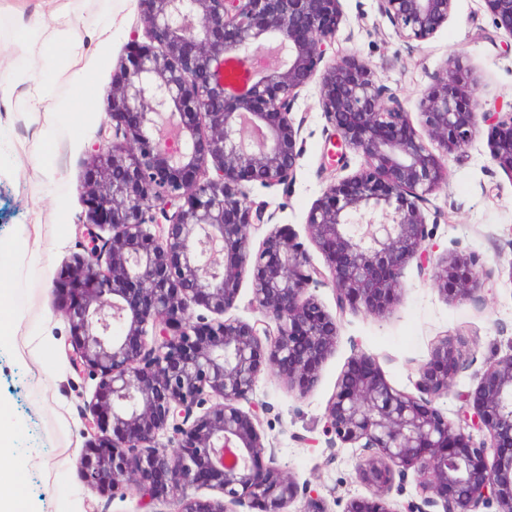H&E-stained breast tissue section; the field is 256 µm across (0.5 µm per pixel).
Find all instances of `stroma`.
Segmentation results:
<instances>
[{
  "instance_id": "1",
  "label": "stroma",
  "mask_w": 512,
  "mask_h": 512,
  "mask_svg": "<svg viewBox=\"0 0 512 512\" xmlns=\"http://www.w3.org/2000/svg\"><path fill=\"white\" fill-rule=\"evenodd\" d=\"M336 35L344 51L373 66L421 127L419 104L449 55L461 53L485 108L512 106V35L495 26L484 0H455L448 20L428 40L408 42L381 13L379 0H340ZM138 0H0V77L11 91L0 97V249L23 254L16 267L0 271V311L14 321L15 342L0 347V419L13 425L10 447L0 450V470L18 480L25 512H141L130 493L110 498L79 477L88 439L85 418L97 385L77 373L69 359L70 324L55 305L53 279L81 254L77 223L86 208V149L106 119L112 73L130 31L139 26ZM70 32L56 39L57 30ZM81 69V80L71 77ZM40 87L49 105H70L69 125L42 137L43 116L26 112ZM319 84L300 92L294 118L301 121L302 154L292 186L253 185L250 197L272 221L252 232L289 230L312 265L325 264L305 224L311 206L330 183L323 169L331 125L318 106ZM486 125L468 149L448 160V182L430 195L422 211L435 260L473 256L491 271L481 302L448 299L431 274L405 267L399 302L376 317L363 311L340 321L336 347L305 394L263 372L239 407L264 404L259 429L277 462L299 486L325 498L329 512H344L350 499L367 496L357 467L365 452L341 444L325 427L324 413L343 366L355 355L377 358L386 380L413 390L419 366L438 339L463 340L468 363L435 405L455 418L486 367L512 355V174L489 155ZM40 336L41 347L27 337Z\"/></svg>"
}]
</instances>
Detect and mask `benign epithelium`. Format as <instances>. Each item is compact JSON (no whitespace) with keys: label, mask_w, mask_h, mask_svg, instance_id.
Wrapping results in <instances>:
<instances>
[{"label":"benign epithelium","mask_w":512,"mask_h":512,"mask_svg":"<svg viewBox=\"0 0 512 512\" xmlns=\"http://www.w3.org/2000/svg\"><path fill=\"white\" fill-rule=\"evenodd\" d=\"M339 2L140 0L145 40L131 31L127 61L112 74L107 120L88 150L84 254L57 284L64 290L74 276L82 280V293L62 295L69 356L98 378L81 477L111 498L163 493L173 512L243 504L286 512L299 485L276 465L257 427L261 406L238 407L262 371L306 392L336 345L338 318L386 313L412 262L432 269L450 297L480 301L475 258L431 264L421 205L447 182L448 158L467 150L480 119L489 125L492 160L512 173V111H480L457 53L423 98L422 138L376 70L335 47ZM379 2L408 41L432 36L453 5ZM485 2L512 36V0ZM231 59L245 73L241 85L224 81ZM316 77L318 106L336 135L330 160L342 167L349 152L364 159L307 213L323 269L285 230L252 248L251 231L269 218L245 190L293 180L301 151L292 113ZM246 274L264 314L253 323L224 317ZM328 282L336 318L309 294ZM464 362L462 341L439 340L412 392L392 386L369 354L344 365L326 424L342 444L370 451L357 475L371 489L346 512H395L387 500L394 477L410 470L415 494L405 512L438 503L442 512H477L483 504L512 512V452L500 451L512 443V354L487 368L468 408L450 420L434 401L448 394ZM210 396L219 401L208 404ZM168 429L170 452L154 445ZM475 430L489 441L475 444ZM201 486L219 489L224 500L189 493ZM303 512H328L325 499L306 489Z\"/></svg>","instance_id":"obj_1"}]
</instances>
